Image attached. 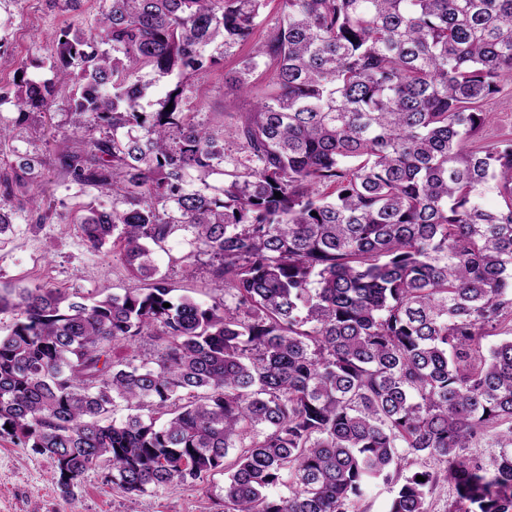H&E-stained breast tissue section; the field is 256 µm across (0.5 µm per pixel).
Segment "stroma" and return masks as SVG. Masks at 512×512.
Here are the masks:
<instances>
[{
    "instance_id": "stroma-1",
    "label": "stroma",
    "mask_w": 512,
    "mask_h": 512,
    "mask_svg": "<svg viewBox=\"0 0 512 512\" xmlns=\"http://www.w3.org/2000/svg\"><path fill=\"white\" fill-rule=\"evenodd\" d=\"M101 6V0H84L80 10H69L65 0H0V117L13 119L18 110L11 94L13 77L19 63L30 60L29 77L50 78L49 61L54 53L50 37L71 26L89 28ZM240 54L225 57L221 64L192 77L188 108L210 125H231L236 113L245 111L252 98L263 95L270 82L267 73H256L249 95L238 98L224 93L225 75L237 68ZM484 111L487 124L475 135L478 143L512 135V82L488 99ZM72 133L71 117L60 110L29 113L19 140L0 150L6 161L15 153L42 155L45 139L64 142ZM40 194L58 201L54 219L46 224L36 221L27 204ZM83 195L65 181L54 166H47L41 186L15 189L10 198L18 214L11 232L0 235V292L34 283L49 284L71 294L85 295L98 288L120 290L132 287L119 251L94 252L88 249L82 234L73 224V208ZM185 243L170 241L166 250L157 252L160 275L166 276L176 295H191L205 301L213 286L210 260L200 257L192 276L183 274L176 259L187 252ZM52 461L0 438V512H224L223 474L211 477L208 486L185 484L129 499L106 482L101 469L85 473L70 496H63L54 479Z\"/></svg>"
}]
</instances>
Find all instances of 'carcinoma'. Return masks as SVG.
<instances>
[{
  "label": "carcinoma",
  "mask_w": 512,
  "mask_h": 512,
  "mask_svg": "<svg viewBox=\"0 0 512 512\" xmlns=\"http://www.w3.org/2000/svg\"><path fill=\"white\" fill-rule=\"evenodd\" d=\"M264 2L103 0L95 32L60 30L53 78L17 68L0 140L27 109L72 116L55 164L112 196L72 223L140 286L0 293V437L66 496L102 466L131 499L222 472L224 512H364L379 484L388 512H430L441 484L446 512H512V140L467 148L512 77V0H282L224 80L272 72L234 155L187 80L250 43ZM44 169L17 156L0 196ZM177 236L185 272L210 256L209 303L158 274Z\"/></svg>",
  "instance_id": "1"
}]
</instances>
